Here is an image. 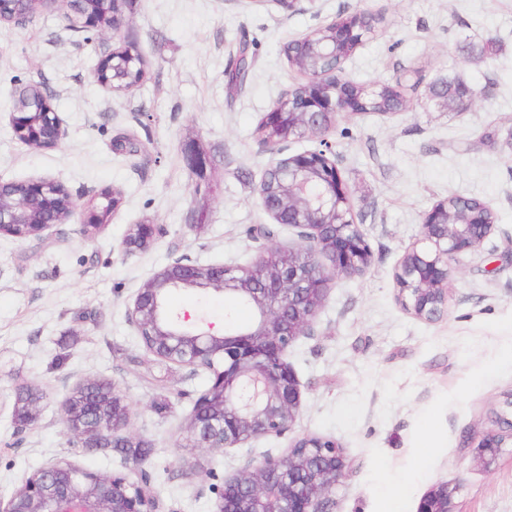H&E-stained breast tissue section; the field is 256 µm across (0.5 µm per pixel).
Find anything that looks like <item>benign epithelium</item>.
I'll return each instance as SVG.
<instances>
[{"label": "benign epithelium", "instance_id": "7a95c632", "mask_svg": "<svg viewBox=\"0 0 512 512\" xmlns=\"http://www.w3.org/2000/svg\"><path fill=\"white\" fill-rule=\"evenodd\" d=\"M32 0H0V23L21 24L32 16L25 5ZM128 0H100L110 20L107 30L120 32L122 7ZM367 13H356L336 26V46L306 41L304 50L315 58L336 47L362 45L360 28ZM113 53L101 59L97 80L112 87ZM312 93L299 111H288L284 97L262 118L267 127H286L320 139V147L282 157L270 171L278 180V196L259 193L266 212L277 224L299 229L306 245L298 249L274 246L248 265H199L179 257L157 271L134 296L128 318L145 350L170 363L203 369L210 375L207 388L195 399L186 417L189 438L199 448L222 452L265 436L288 432L302 404L298 379L288 362L293 343L308 329L323 307L329 283L337 277L363 273L372 251L353 202L323 135L328 118L355 113L341 90L339 70L310 76ZM38 118L42 141L55 147L64 131L44 92L20 89L8 112L12 129L23 132ZM0 235L27 241H45L79 209L65 185L55 178L0 183ZM486 204L461 224L448 223V201L436 202L425 214L421 238L403 255L395 273L397 301L414 317L434 321L447 312L451 261L480 247L494 225L483 218ZM127 246L145 248L160 233L156 224H136ZM280 254L287 261L268 264ZM175 289L224 292L254 312L251 324L219 335L213 325L186 313H173L165 304ZM78 398L63 405L66 434L83 448H102L127 429L130 409L116 389L106 395L85 387ZM499 422L508 435L486 433L477 448L484 466L495 463L506 439H512V418ZM349 462L334 439L304 435L281 457L265 456L214 487L215 512H329L330 494L345 476ZM146 470L136 464L126 473L108 475L88 471L68 460L51 461L23 480L0 512H161L157 490L142 479ZM417 512H452L448 486L428 492Z\"/></svg>", "mask_w": 512, "mask_h": 512}]
</instances>
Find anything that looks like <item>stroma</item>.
<instances>
[{
    "label": "stroma",
    "mask_w": 512,
    "mask_h": 512,
    "mask_svg": "<svg viewBox=\"0 0 512 512\" xmlns=\"http://www.w3.org/2000/svg\"><path fill=\"white\" fill-rule=\"evenodd\" d=\"M379 16L377 35L347 60L341 79L410 84L391 115H338L325 138L351 193L355 222L372 250L360 275L331 281L310 330L288 361L301 410L290 434L260 437L213 454L186 437L185 418L206 388L195 371L149 354L127 318L138 288L173 259L202 265L251 263L266 242L301 243L275 224L256 188L277 155L255 129L299 82L287 43L338 17ZM68 8H41L25 24L0 26V182L56 178L79 206L107 191L121 201L99 232L80 217L40 242L0 237V498L47 462L124 473L141 462L165 512H214L218 480L251 459L286 453L292 438L336 439L351 461L331 494L334 512H417L421 497L447 486L453 512H512V446L496 466L476 458L512 393V0H133L115 35L75 31ZM255 57L243 88L229 93L224 71L241 37ZM494 40L497 55L478 52ZM133 40L146 61L137 87L115 92L95 77L100 58ZM459 77L477 93L470 111L451 112L429 85ZM52 96L65 136L53 148L19 141L6 117L19 89ZM145 144L137 155L115 140ZM208 159L190 169L187 148ZM452 195L479 199L497 216L484 243L453 261L448 312L425 322L396 300L395 272L422 232L425 213ZM136 224L162 234L145 251L125 239ZM271 239L256 238L257 226ZM176 311L205 315L217 331L252 319L221 292L181 290ZM112 382L130 408L126 450L70 443L61 405L80 380ZM40 387L38 417L14 419L20 386ZM431 435L428 463L419 445Z\"/></svg>",
    "instance_id": "1"
}]
</instances>
